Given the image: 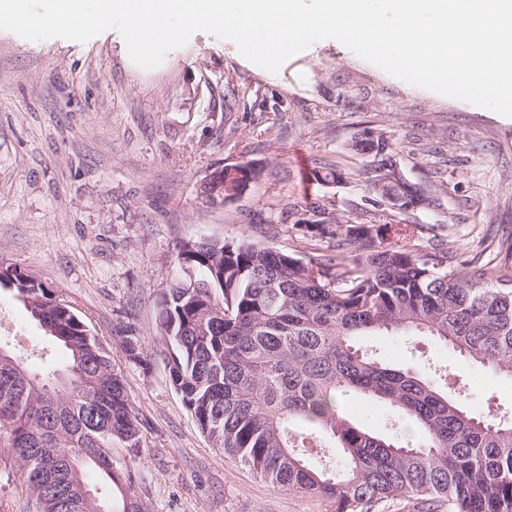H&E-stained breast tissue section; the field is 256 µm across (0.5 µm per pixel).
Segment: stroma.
<instances>
[{
    "label": "stroma",
    "mask_w": 512,
    "mask_h": 512,
    "mask_svg": "<svg viewBox=\"0 0 512 512\" xmlns=\"http://www.w3.org/2000/svg\"><path fill=\"white\" fill-rule=\"evenodd\" d=\"M383 134L424 201L377 206L351 151ZM262 173L238 197L210 201L216 168ZM338 163L341 179L321 165ZM413 224L424 248L471 257L487 231L512 229V117L407 84L325 39L273 73L207 33L143 69L114 30L81 43L0 30V263L29 270L77 308L112 356L141 424L139 448L114 444L141 474L149 512H326L274 487L212 445L172 387L154 300L179 276V245L250 237L300 249L296 223ZM136 336L141 360L127 352ZM0 339L33 364L48 338L23 303L0 291ZM367 353L410 368L430 357L457 370L465 405L512 420V379L425 336L361 339Z\"/></svg>",
    "instance_id": "obj_1"
}]
</instances>
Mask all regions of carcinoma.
I'll return each instance as SVG.
<instances>
[{"label": "carcinoma", "mask_w": 512, "mask_h": 512, "mask_svg": "<svg viewBox=\"0 0 512 512\" xmlns=\"http://www.w3.org/2000/svg\"><path fill=\"white\" fill-rule=\"evenodd\" d=\"M372 190L392 163L387 140L356 137ZM306 258L244 237L183 242L187 276L155 300L174 390L213 445L261 479L322 502L328 512H375L405 498L412 512H512V424L464 407L460 374L419 373L363 352V336H431L496 375L512 377V269L451 265L448 249L421 247L407 224H316ZM394 242L360 251L381 232ZM14 292L68 362L42 373L0 343V455L19 468L33 512H147L135 476L112 462L118 441L138 448L141 428L112 357L75 307L36 276L0 266ZM455 396H448V389ZM381 402L409 423L402 443L375 434L341 401ZM306 430L293 428L295 422ZM341 449L333 470L305 454L318 434ZM102 484L91 492L84 470Z\"/></svg>", "instance_id": "cac0c4a2"}]
</instances>
